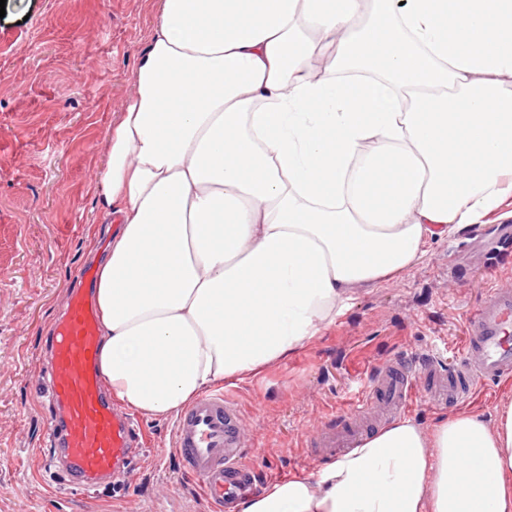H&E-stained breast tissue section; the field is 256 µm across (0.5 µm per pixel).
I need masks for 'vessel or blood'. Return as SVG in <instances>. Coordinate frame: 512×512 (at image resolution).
Masks as SVG:
<instances>
[{
	"instance_id": "b4317fda",
	"label": "vessel or blood",
	"mask_w": 512,
	"mask_h": 512,
	"mask_svg": "<svg viewBox=\"0 0 512 512\" xmlns=\"http://www.w3.org/2000/svg\"><path fill=\"white\" fill-rule=\"evenodd\" d=\"M80 286L50 329L44 377L50 412L46 445L67 481L92 491L118 479L135 460L141 438L134 418L113 407L98 372L101 345L91 294L90 267L77 271ZM512 379V280L496 284L467 317L455 361L429 355L416 362L399 356L377 366L358 403L326 427L309 431L308 448L336 456L365 434L407 411L417 397L441 406L469 396L474 384ZM242 414L223 393L198 398L176 422L173 435L181 471L204 493L212 512L227 498L252 489L243 462Z\"/></svg>"
}]
</instances>
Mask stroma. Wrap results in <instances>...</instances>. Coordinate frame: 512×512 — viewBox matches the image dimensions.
<instances>
[{"label": "stroma", "mask_w": 512, "mask_h": 512, "mask_svg": "<svg viewBox=\"0 0 512 512\" xmlns=\"http://www.w3.org/2000/svg\"><path fill=\"white\" fill-rule=\"evenodd\" d=\"M0 18V512H208L183 476L172 419L141 417L147 447L122 482L86 493L47 461L38 382L47 337L82 262L104 256L114 225L92 191L100 147L133 90L155 20L146 0H6ZM512 198L489 223L431 240L416 266L358 288L302 349L222 383L240 407L245 462L261 486L309 474L303 446L360 398L396 356H457L463 322L498 278L512 279Z\"/></svg>", "instance_id": "1"}]
</instances>
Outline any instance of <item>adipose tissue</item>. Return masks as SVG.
<instances>
[{
	"mask_svg": "<svg viewBox=\"0 0 512 512\" xmlns=\"http://www.w3.org/2000/svg\"><path fill=\"white\" fill-rule=\"evenodd\" d=\"M94 195L98 369L145 416L310 342L503 204L512 0H151ZM238 512H512V397L493 422L399 419Z\"/></svg>",
	"mask_w": 512,
	"mask_h": 512,
	"instance_id": "1",
	"label": "adipose tissue"
}]
</instances>
